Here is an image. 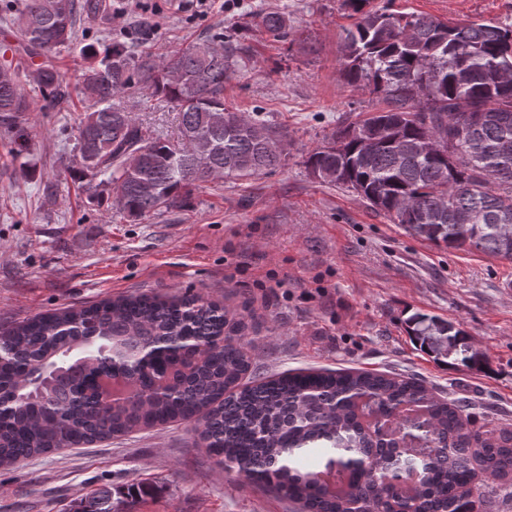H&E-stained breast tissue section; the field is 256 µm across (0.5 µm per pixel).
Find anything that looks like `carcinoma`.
<instances>
[{"label":"carcinoma","instance_id":"carcinoma-1","mask_svg":"<svg viewBox=\"0 0 512 512\" xmlns=\"http://www.w3.org/2000/svg\"><path fill=\"white\" fill-rule=\"evenodd\" d=\"M368 3L342 0L358 15L340 44L342 75L384 107L341 123L305 167L340 171L323 182L412 235L512 260V27L453 25L389 4L366 11ZM106 8V0H12L0 16L16 27L25 54L43 58L33 81L46 99L63 93L56 54L80 46V91L92 105L79 123L77 174L89 198L106 187L134 222L182 207L215 176L243 179L282 165L285 152L266 148L282 131L224 104V82L250 66L248 46L227 35L154 54L79 41L77 21ZM262 24L288 38L287 14L267 12ZM127 92L171 104L181 144L146 136L119 102ZM31 107L19 68L0 64V128L21 147L20 118ZM463 112L471 122L455 142ZM364 129L379 136L367 155L351 137ZM426 138L440 149L421 153ZM403 141L412 148L400 151ZM409 323L437 355H448L449 334L462 335L424 313ZM245 328L244 315L200 297L143 294L1 330L0 465L194 420L226 468L304 512H499L503 499L512 501V429L476 426L464 406L412 377L339 369L246 382ZM105 359L112 379L101 389L116 398L91 406L82 381ZM485 362L471 348L460 359L469 369ZM332 450L359 466L340 469L342 456L334 471L303 463ZM79 512H113L112 491L97 490Z\"/></svg>","mask_w":512,"mask_h":512}]
</instances>
